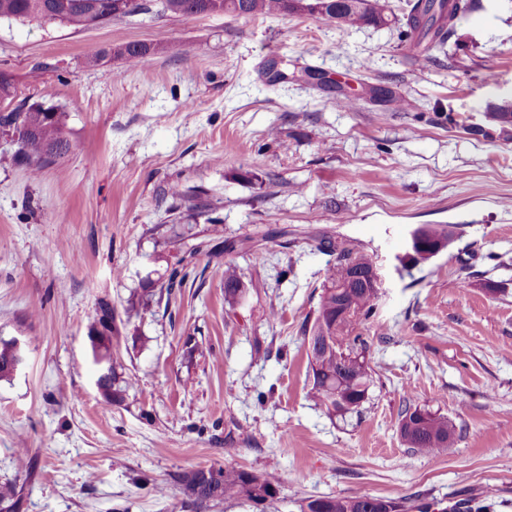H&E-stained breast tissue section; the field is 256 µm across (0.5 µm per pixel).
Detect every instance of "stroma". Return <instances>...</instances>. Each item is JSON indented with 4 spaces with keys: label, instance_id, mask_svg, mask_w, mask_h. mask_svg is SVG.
<instances>
[{
    "label": "stroma",
    "instance_id": "stroma-1",
    "mask_svg": "<svg viewBox=\"0 0 512 512\" xmlns=\"http://www.w3.org/2000/svg\"><path fill=\"white\" fill-rule=\"evenodd\" d=\"M406 2L388 0L397 21L381 28L300 14L146 13L87 30L0 20L16 102L58 106L77 144L36 175L0 145V337L26 343L0 379V484L22 486L20 512H188L156 485L213 464L283 482L264 504L209 512H301L359 493L424 512L487 496L490 512H512V130L467 131L512 96V0H480L416 61ZM127 42L153 48L147 66L86 61ZM308 65L321 82L300 77ZM196 195L207 213L193 214ZM167 224L206 249L168 307L119 323L112 359L137 382L112 405L87 327L99 299L122 315L177 266ZM425 225L458 237L400 274ZM324 236L381 276L363 330L375 383L358 416L308 395L303 328L333 261ZM227 239L237 251L212 253ZM228 262L245 286L232 307ZM410 402L455 426L441 453L402 442Z\"/></svg>",
    "mask_w": 512,
    "mask_h": 512
}]
</instances>
